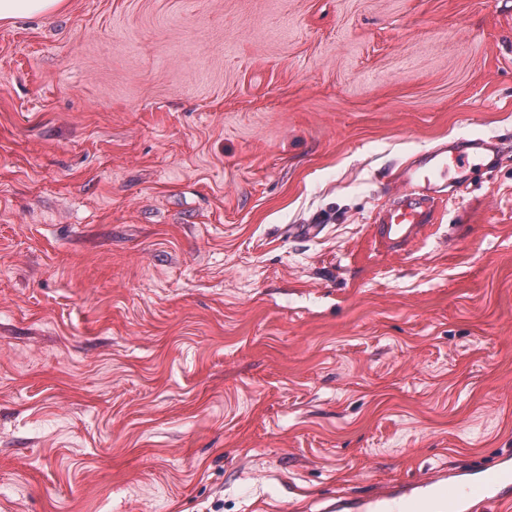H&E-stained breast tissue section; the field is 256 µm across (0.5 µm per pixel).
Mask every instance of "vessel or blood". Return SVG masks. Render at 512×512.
I'll return each mask as SVG.
<instances>
[{"label": "vessel or blood", "instance_id": "obj_1", "mask_svg": "<svg viewBox=\"0 0 512 512\" xmlns=\"http://www.w3.org/2000/svg\"><path fill=\"white\" fill-rule=\"evenodd\" d=\"M499 163L494 140L463 138L442 144L400 171L392 201L375 214L373 230L388 252L405 254L422 242L436 220L435 189L463 185L474 172H493ZM512 505V456L472 470L431 476L391 486L381 493L351 496L331 502L329 512H490Z\"/></svg>", "mask_w": 512, "mask_h": 512}]
</instances>
